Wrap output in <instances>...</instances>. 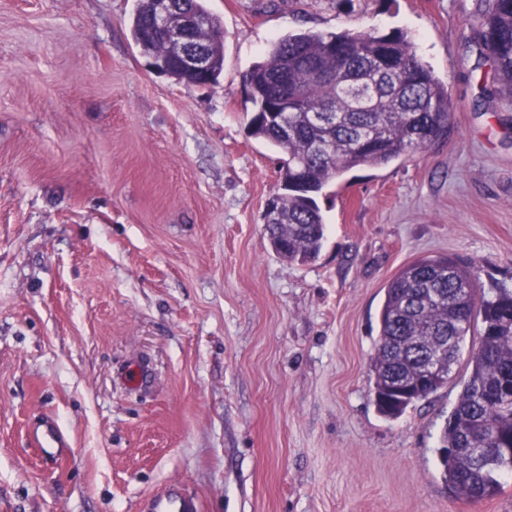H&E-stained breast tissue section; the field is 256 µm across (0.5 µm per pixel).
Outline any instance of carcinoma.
<instances>
[{"label":"carcinoma","instance_id":"cac0c4a2","mask_svg":"<svg viewBox=\"0 0 512 512\" xmlns=\"http://www.w3.org/2000/svg\"><path fill=\"white\" fill-rule=\"evenodd\" d=\"M173 6L207 20L192 37L217 80L224 64L220 19L204 0ZM152 12L153 4L139 0L135 43L164 59L170 77L196 84V75L169 55ZM471 42L494 65L497 86L483 95L512 102V0H485ZM246 84L255 112L279 116L252 133L284 154L277 213L265 232L290 265L320 250L326 224L316 195L329 182L424 150L448 131V87L400 30L288 34L272 42ZM475 279L471 267L448 257L404 266L386 288L371 361L377 411L397 418L448 385L461 343L481 318L479 346L439 448L444 481L467 504L494 496L500 478L512 475V290L485 298Z\"/></svg>","mask_w":512,"mask_h":512}]
</instances>
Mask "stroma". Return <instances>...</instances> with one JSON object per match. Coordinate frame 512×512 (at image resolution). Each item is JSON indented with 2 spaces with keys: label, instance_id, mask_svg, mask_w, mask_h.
<instances>
[{
  "label": "stroma",
  "instance_id": "35a3bbf8",
  "mask_svg": "<svg viewBox=\"0 0 512 512\" xmlns=\"http://www.w3.org/2000/svg\"><path fill=\"white\" fill-rule=\"evenodd\" d=\"M481 0H206L224 68L155 73L137 0H0V512H138L176 480L202 512H512V476L470 506L438 454L467 361L396 419L373 403L387 283L473 266L512 290V103L481 100ZM406 32L447 83L448 133L317 197V257L264 231L280 150L252 136L244 76L301 31ZM143 376L124 379L130 367ZM61 421L51 466L26 438Z\"/></svg>",
  "mask_w": 512,
  "mask_h": 512
}]
</instances>
